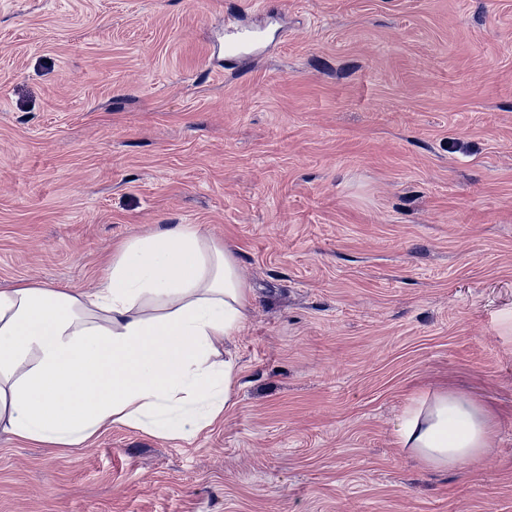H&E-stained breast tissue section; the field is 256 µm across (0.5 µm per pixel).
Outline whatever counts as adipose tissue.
<instances>
[{"instance_id": "obj_1", "label": "adipose tissue", "mask_w": 512, "mask_h": 512, "mask_svg": "<svg viewBox=\"0 0 512 512\" xmlns=\"http://www.w3.org/2000/svg\"><path fill=\"white\" fill-rule=\"evenodd\" d=\"M251 304L234 252L184 224L123 242L92 291H0V428L55 450L115 424L192 439L234 405L228 345ZM397 442L427 468L461 467L491 447L492 415L453 390L416 397Z\"/></svg>"}]
</instances>
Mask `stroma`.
Instances as JSON below:
<instances>
[{
	"label": "stroma",
	"instance_id": "1",
	"mask_svg": "<svg viewBox=\"0 0 512 512\" xmlns=\"http://www.w3.org/2000/svg\"><path fill=\"white\" fill-rule=\"evenodd\" d=\"M266 1L280 44L225 67ZM167 224L252 289L234 407L0 430V512H512V0H0V290H93ZM447 388L496 437L438 472L395 431Z\"/></svg>",
	"mask_w": 512,
	"mask_h": 512
}]
</instances>
